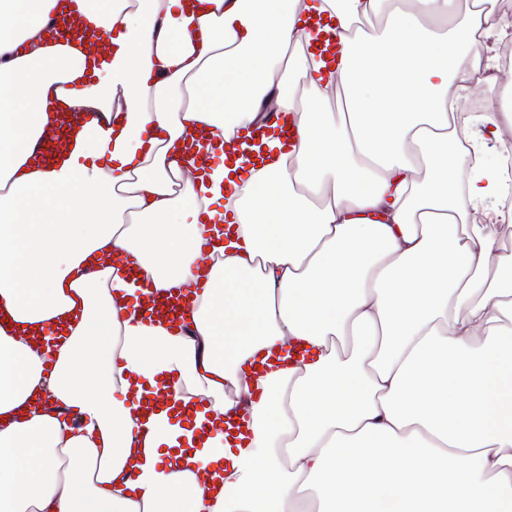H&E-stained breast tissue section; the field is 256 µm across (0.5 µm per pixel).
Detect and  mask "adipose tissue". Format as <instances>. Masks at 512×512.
<instances>
[{
	"instance_id": "ef3b65f1",
	"label": "adipose tissue",
	"mask_w": 512,
	"mask_h": 512,
	"mask_svg": "<svg viewBox=\"0 0 512 512\" xmlns=\"http://www.w3.org/2000/svg\"><path fill=\"white\" fill-rule=\"evenodd\" d=\"M199 2L76 0L108 40L92 57L44 39L58 0H0V512H512V251L470 218L502 191L486 147L512 106L470 134L449 100L485 79L502 17ZM312 9L340 31L327 76ZM60 104L90 119L34 166ZM267 104L285 150L182 179L193 128L220 147ZM199 282L191 335L138 317L140 287ZM165 377L203 401L191 425L172 406L139 425L130 387Z\"/></svg>"
}]
</instances>
